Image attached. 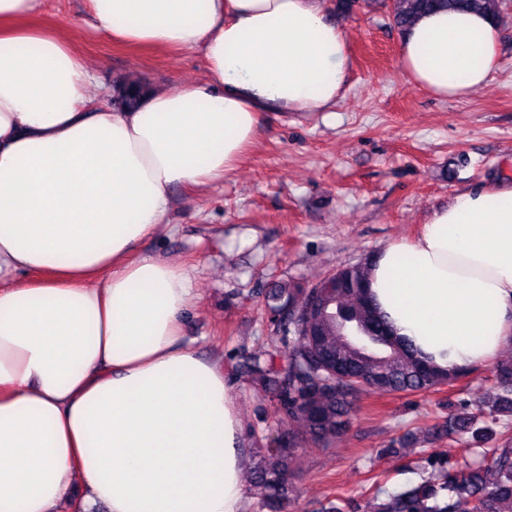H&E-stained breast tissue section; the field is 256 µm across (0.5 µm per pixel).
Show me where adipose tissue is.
<instances>
[{"mask_svg":"<svg viewBox=\"0 0 512 512\" xmlns=\"http://www.w3.org/2000/svg\"><path fill=\"white\" fill-rule=\"evenodd\" d=\"M40 4L0 0V512H57L77 484L85 510L244 512L243 423L184 335L189 275L133 250L164 231L173 188L235 168L260 113L343 97L347 35L324 0H89L94 32L207 63L201 83L119 112L95 105L62 33L30 25ZM500 31L485 14L420 15L400 67L466 97L488 83ZM368 287L424 359L490 364L512 344V181L460 192L380 246Z\"/></svg>","mask_w":512,"mask_h":512,"instance_id":"ef3b65f1","label":"adipose tissue"}]
</instances>
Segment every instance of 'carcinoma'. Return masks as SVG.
<instances>
[{
    "mask_svg": "<svg viewBox=\"0 0 512 512\" xmlns=\"http://www.w3.org/2000/svg\"><path fill=\"white\" fill-rule=\"evenodd\" d=\"M393 23L410 24L431 10L474 11L501 20L493 0H379ZM149 87L123 80L112 86V105L137 107ZM368 261L345 265L311 288L277 286L266 296L265 309L277 314L290 348L280 368L276 355L247 367L263 388L273 391L289 421L302 423V435L267 449L254 471L251 494L260 509L280 512L292 492L288 460L303 443L324 445L350 424L355 396L437 391L468 377L423 360L412 343L396 335L373 307L367 288ZM496 395L463 404L465 412L448 416L441 432L486 447L481 462L448 457L444 450L425 458L427 476L402 489H379L363 503L338 498L324 512H512V435L495 429L512 423V360L494 367Z\"/></svg>",
    "mask_w": 512,
    "mask_h": 512,
    "instance_id": "cac0c4a2",
    "label": "carcinoma"
}]
</instances>
